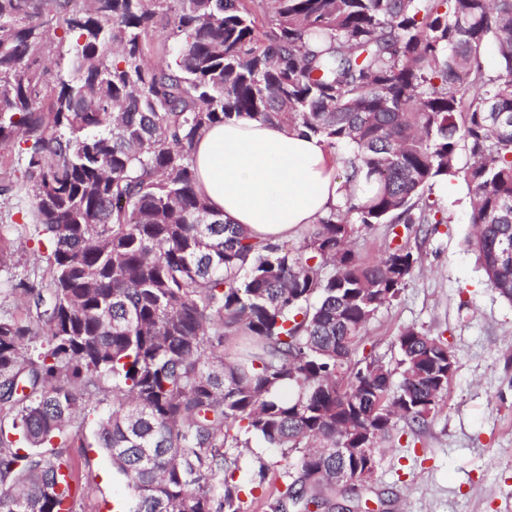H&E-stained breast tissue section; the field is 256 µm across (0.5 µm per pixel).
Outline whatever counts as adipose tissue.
I'll return each instance as SVG.
<instances>
[{
    "label": "adipose tissue",
    "instance_id": "obj_1",
    "mask_svg": "<svg viewBox=\"0 0 512 512\" xmlns=\"http://www.w3.org/2000/svg\"><path fill=\"white\" fill-rule=\"evenodd\" d=\"M197 188L225 221L286 241L343 201L336 152L297 126L242 119L197 139Z\"/></svg>",
    "mask_w": 512,
    "mask_h": 512
}]
</instances>
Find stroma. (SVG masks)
Here are the masks:
<instances>
[{
    "mask_svg": "<svg viewBox=\"0 0 512 512\" xmlns=\"http://www.w3.org/2000/svg\"><path fill=\"white\" fill-rule=\"evenodd\" d=\"M450 223L410 235L421 262L400 296L368 323L361 353L393 360L395 339L412 326L443 337L455 369L440 412L421 431L394 423L371 483L336 494L355 512H512V303L486 284L468 245L471 197L463 180L439 194ZM0 237L13 256L0 280L44 270L46 247L29 199L0 205ZM76 479L93 491L78 512H121L122 486L98 448L70 451Z\"/></svg>",
    "mask_w": 512,
    "mask_h": 512,
    "instance_id": "stroma-1",
    "label": "stroma"
}]
</instances>
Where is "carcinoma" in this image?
Masks as SVG:
<instances>
[{
  "instance_id": "1",
  "label": "carcinoma",
  "mask_w": 512,
  "mask_h": 512,
  "mask_svg": "<svg viewBox=\"0 0 512 512\" xmlns=\"http://www.w3.org/2000/svg\"><path fill=\"white\" fill-rule=\"evenodd\" d=\"M69 3L0 0V143L24 159L0 195H27L50 244L41 280L5 282L0 512H77L90 486L65 448L88 443L68 428L101 391L125 512H247L228 450L251 437L293 460L268 512H328L336 471L364 461L338 444L378 459L394 418L423 427L448 388V345L414 327L395 364L355 358L420 262L415 225L448 223L437 185L466 181L469 245L512 303V0ZM167 28L174 57L151 63ZM237 119L342 154L346 202L298 246L197 190V138ZM377 224L369 261L352 244Z\"/></svg>"
}]
</instances>
